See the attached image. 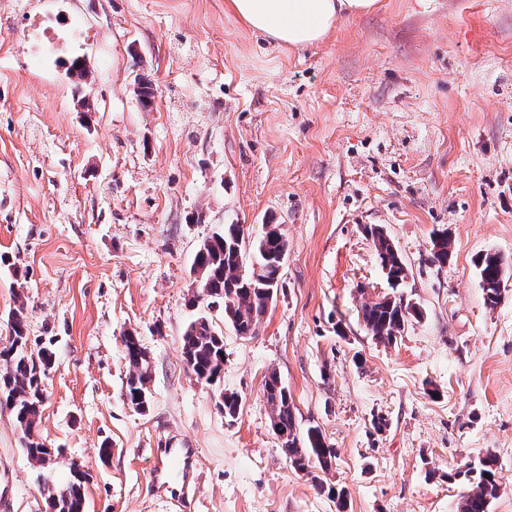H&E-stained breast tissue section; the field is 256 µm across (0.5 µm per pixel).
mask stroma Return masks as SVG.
<instances>
[{"label":"stroma","mask_w":512,"mask_h":512,"mask_svg":"<svg viewBox=\"0 0 512 512\" xmlns=\"http://www.w3.org/2000/svg\"><path fill=\"white\" fill-rule=\"evenodd\" d=\"M34 15L73 22L60 60L26 52ZM74 56L93 73L80 86ZM226 224L253 240L280 225L288 256L254 335L213 312L217 390L185 368L181 338L206 309L196 249ZM372 224L423 310L389 345L358 319L389 292ZM442 228L453 254L437 267ZM486 252L509 262L494 308ZM19 307L54 353L37 431L61 456L33 469L0 402V512H46L44 481L75 464L87 512H180L185 490L193 512H337L281 453L262 397L273 370L335 448L325 479L346 512H457L448 473L488 451L491 512H512V0H378L301 52L224 0H0V350ZM130 333L152 360L143 412L123 399ZM222 390L241 399L234 418ZM159 448L196 449V482L172 472L156 490ZM430 244L428 262L438 267L448 264L453 252L452 238L448 237V229L444 228L435 233Z\"/></svg>","instance_id":"stroma-1"}]
</instances>
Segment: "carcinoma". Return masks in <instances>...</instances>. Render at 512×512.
<instances>
[{
	"label": "carcinoma",
	"mask_w": 512,
	"mask_h": 512,
	"mask_svg": "<svg viewBox=\"0 0 512 512\" xmlns=\"http://www.w3.org/2000/svg\"><path fill=\"white\" fill-rule=\"evenodd\" d=\"M371 237L376 255L385 271L386 280H394L392 290L406 282L412 271L399 253L388 232L382 225L365 227ZM428 262L442 267L452 256V238L444 228L430 240ZM254 254L255 261L246 260V251ZM288 255V241L278 224L267 225L266 232L251 245H246L245 235L237 224H226L206 237L198 246L192 272L199 282V289H208L207 304L218 303L224 307V322L230 324L237 335L251 336L262 316L277 298L282 266L280 259ZM504 258L492 252L480 255L476 261L484 300L493 308L502 298ZM420 316L416 305L403 301L399 295L388 300L364 302L358 312L366 331L378 342L391 344L405 330L411 320ZM15 340L3 351L0 363V397L5 399L14 413L16 427L24 441L23 452L30 465L39 462L48 448L36 434L42 407L41 384L51 362L52 351L47 347L33 350L28 347L27 325L22 309L12 315ZM124 358L128 367L125 391L130 403L144 411L151 403L152 393L145 387L151 378V362L137 336L125 337ZM181 356L196 380L205 384L221 381L224 374V335L207 314L196 316L182 336ZM263 398L270 410V420L276 421L288 433L281 452L290 466L312 475L318 493L336 501L340 509L347 506L344 491L324 481L315 470L326 472L336 459V449L328 444L317 425L302 427L295 413L291 393L276 372L264 381ZM458 479L463 492L458 512H490L498 497L500 483L497 459L488 451L448 475ZM47 505L54 512H78L77 506L85 493L77 494L65 484L61 487L44 485Z\"/></svg>",
	"instance_id": "obj_1"
}]
</instances>
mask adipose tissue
<instances>
[{
	"label": "adipose tissue",
	"mask_w": 512,
	"mask_h": 512,
	"mask_svg": "<svg viewBox=\"0 0 512 512\" xmlns=\"http://www.w3.org/2000/svg\"><path fill=\"white\" fill-rule=\"evenodd\" d=\"M376 5L377 0H225L224 8L255 33L301 50L324 40L341 17Z\"/></svg>",
	"instance_id": "adipose-tissue-1"
}]
</instances>
